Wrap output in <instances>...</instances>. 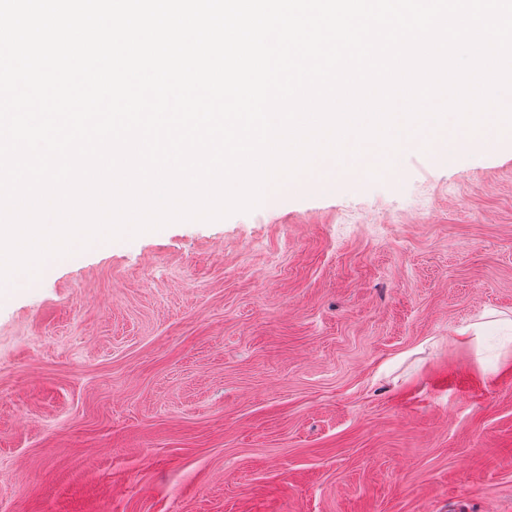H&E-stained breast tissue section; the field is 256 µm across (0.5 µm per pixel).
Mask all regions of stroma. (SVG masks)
I'll return each mask as SVG.
<instances>
[{"label":"stroma","mask_w":512,"mask_h":512,"mask_svg":"<svg viewBox=\"0 0 512 512\" xmlns=\"http://www.w3.org/2000/svg\"><path fill=\"white\" fill-rule=\"evenodd\" d=\"M401 166L0 293V512H512V158Z\"/></svg>","instance_id":"1"}]
</instances>
